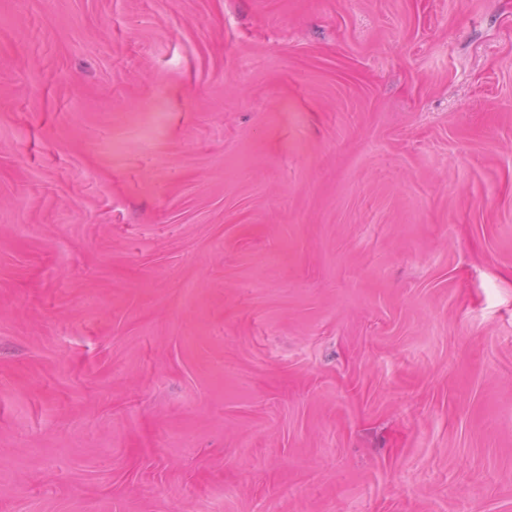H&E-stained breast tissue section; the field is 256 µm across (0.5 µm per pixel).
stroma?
Masks as SVG:
<instances>
[{"instance_id":"35a3bbf8","label":"stroma","mask_w":512,"mask_h":512,"mask_svg":"<svg viewBox=\"0 0 512 512\" xmlns=\"http://www.w3.org/2000/svg\"><path fill=\"white\" fill-rule=\"evenodd\" d=\"M0 512H512V0H0Z\"/></svg>"}]
</instances>
